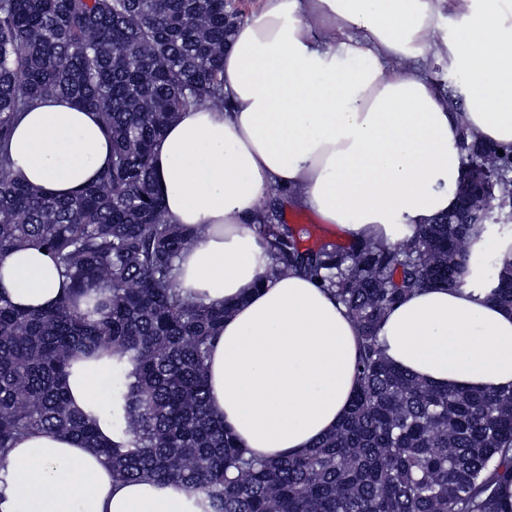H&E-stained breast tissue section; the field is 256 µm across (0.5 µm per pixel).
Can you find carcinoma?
Returning <instances> with one entry per match:
<instances>
[{
    "mask_svg": "<svg viewBox=\"0 0 512 512\" xmlns=\"http://www.w3.org/2000/svg\"><path fill=\"white\" fill-rule=\"evenodd\" d=\"M244 13L229 0H0V253L37 246L67 283L44 311L0 295V498L13 441L42 430L94 448L112 479H152L203 496V512H512V388H440L393 366L379 338L389 312L428 286L482 288L512 309V245L490 273L477 261L489 216L450 212L395 246L370 239L304 245V225L259 228L273 271L321 279L360 332L359 388L313 449L247 454L209 409L207 360L231 306L182 294L177 262L197 230L167 221L154 150L180 111L224 105V46ZM44 97L97 112L112 156L64 199L12 176L19 115ZM463 135L485 156L499 210H512V150ZM469 243V251L458 242ZM112 356V444L72 405L70 362Z\"/></svg>",
    "mask_w": 512,
    "mask_h": 512,
    "instance_id": "carcinoma-1",
    "label": "carcinoma"
}]
</instances>
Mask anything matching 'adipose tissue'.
Segmentation results:
<instances>
[{
	"label": "adipose tissue",
	"instance_id": "ef3b65f1",
	"mask_svg": "<svg viewBox=\"0 0 512 512\" xmlns=\"http://www.w3.org/2000/svg\"><path fill=\"white\" fill-rule=\"evenodd\" d=\"M463 14L445 31L447 14ZM446 56L464 110L424 74ZM395 68H388V61ZM512 147V0H260L224 49V105L181 112L154 156L170 223L201 226L178 262L184 295L231 303L208 360L209 406L259 457L303 453L344 418L359 385V331L333 294L298 271L270 274L258 231L283 193L351 240L389 245L454 211L461 135ZM13 173L49 196L95 181L112 142L97 112L37 101L17 119ZM63 292L51 257L0 253V294L28 310ZM379 336L396 367L438 386H512V310L481 289L410 294ZM112 361L67 377L72 402L113 438ZM0 512H196L181 487L112 478L105 458L40 431L8 456Z\"/></svg>",
	"mask_w": 512,
	"mask_h": 512
}]
</instances>
